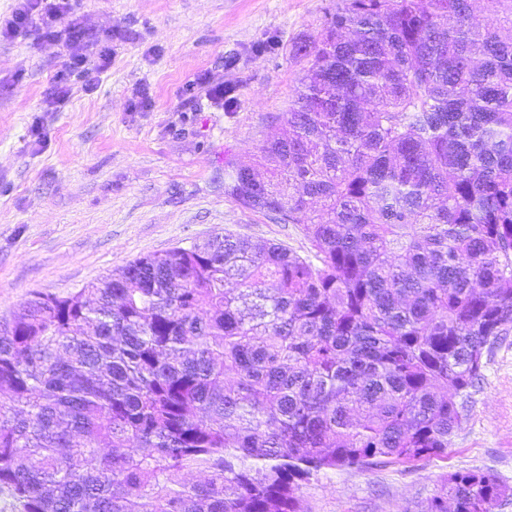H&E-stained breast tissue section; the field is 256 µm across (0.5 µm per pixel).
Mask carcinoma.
<instances>
[{
    "label": "carcinoma",
    "mask_w": 512,
    "mask_h": 512,
    "mask_svg": "<svg viewBox=\"0 0 512 512\" xmlns=\"http://www.w3.org/2000/svg\"><path fill=\"white\" fill-rule=\"evenodd\" d=\"M291 53L296 96L224 195L313 256L217 236L1 323L25 512H307L321 471L448 454L512 328V0H338ZM511 493L455 473L429 512Z\"/></svg>",
    "instance_id": "cac0c4a2"
}]
</instances>
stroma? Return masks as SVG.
<instances>
[{"instance_id": "1", "label": "stroma", "mask_w": 512, "mask_h": 512, "mask_svg": "<svg viewBox=\"0 0 512 512\" xmlns=\"http://www.w3.org/2000/svg\"><path fill=\"white\" fill-rule=\"evenodd\" d=\"M337 0H73L112 62L93 90L72 78L52 103L67 49L0 36V321L33 293H78L130 261L224 234L310 253L224 194L228 163L253 160L288 110L309 39ZM223 87L218 100L196 84ZM447 457L342 467L303 488L308 512H428L453 472L512 489V334L485 358Z\"/></svg>"}]
</instances>
